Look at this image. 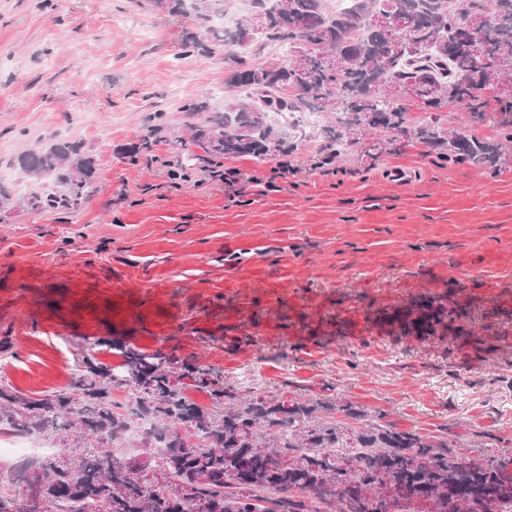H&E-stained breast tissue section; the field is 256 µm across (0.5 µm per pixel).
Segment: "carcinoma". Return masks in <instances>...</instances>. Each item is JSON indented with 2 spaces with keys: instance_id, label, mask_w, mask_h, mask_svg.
I'll return each mask as SVG.
<instances>
[{
  "instance_id": "obj_1",
  "label": "carcinoma",
  "mask_w": 512,
  "mask_h": 512,
  "mask_svg": "<svg viewBox=\"0 0 512 512\" xmlns=\"http://www.w3.org/2000/svg\"><path fill=\"white\" fill-rule=\"evenodd\" d=\"M148 2L171 16L203 14L209 23L224 9V0ZM253 2V13L264 19L260 34L291 47V58L256 65L227 53V85L249 103L230 104L191 126L183 175L224 157L263 161L293 152L287 128L271 122L269 113L302 105L340 114L322 128L330 158L356 143L362 124L404 134L405 112L374 93L382 77L414 92L427 112L415 135L440 161L493 171L506 159L512 117L500 122V142L489 143L449 131L442 113L479 84L512 83V0H497L486 36L475 35L465 19L486 12L487 0H355L340 15L330 14L325 0ZM387 11L410 18L413 27L390 33L374 21ZM301 29L340 59L333 70L319 54L309 56L304 94L294 98L288 92ZM206 33L213 43L239 47L255 35L247 24L225 33L210 25ZM465 42L475 51L459 50ZM17 164L37 180L38 203L48 210L79 207L95 183V159L76 142L23 153ZM437 302L419 305V316L397 310L391 322L418 333L456 322V310ZM100 345L80 347L63 391L26 397L0 376L1 431L68 442L22 472L0 465V512H263L269 496L283 512H512L511 453L478 455L378 421L351 402L241 395L210 365H180L134 347L119 349L116 373L96 357ZM184 378L206 390L210 407L185 394ZM124 387L128 407L112 399L113 390ZM144 417L158 426L142 440L146 450L133 457L118 451ZM152 439L163 444L161 451L149 450ZM20 487L34 490L36 499L18 498Z\"/></svg>"
}]
</instances>
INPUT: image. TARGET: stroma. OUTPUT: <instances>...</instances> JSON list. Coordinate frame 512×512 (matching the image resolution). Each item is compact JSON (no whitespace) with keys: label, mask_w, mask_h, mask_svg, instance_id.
I'll return each mask as SVG.
<instances>
[{"label":"stroma","mask_w":512,"mask_h":512,"mask_svg":"<svg viewBox=\"0 0 512 512\" xmlns=\"http://www.w3.org/2000/svg\"><path fill=\"white\" fill-rule=\"evenodd\" d=\"M191 16L147 0H0V341L25 394L60 390L73 344L100 339L222 370L243 395L351 401L399 428L512 452V160L487 173L440 165L414 135L363 132L319 168L318 131L290 155L223 160L182 178L177 141L202 101L223 110L226 47L186 44ZM483 119L449 105V127L499 140L501 91ZM163 142L128 154L148 126ZM54 140L96 160L73 212L31 205L17 155ZM411 173L412 181L395 180ZM259 184H252V177ZM467 308L471 335L378 325L429 297ZM45 307L28 323L21 305Z\"/></svg>","instance_id":"obj_1"}]
</instances>
